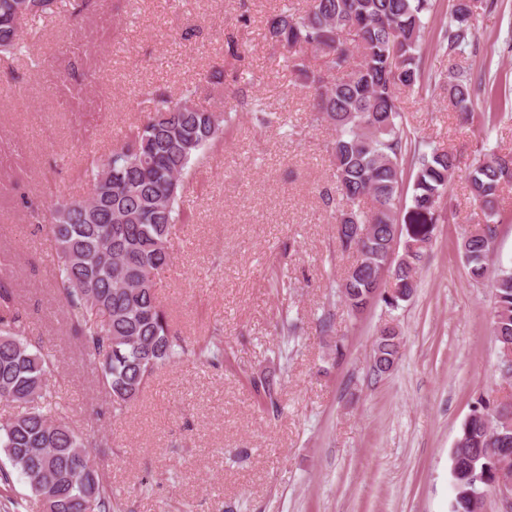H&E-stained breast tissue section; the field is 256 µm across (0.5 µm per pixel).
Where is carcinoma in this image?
<instances>
[{
    "label": "carcinoma",
    "instance_id": "1",
    "mask_svg": "<svg viewBox=\"0 0 512 512\" xmlns=\"http://www.w3.org/2000/svg\"><path fill=\"white\" fill-rule=\"evenodd\" d=\"M435 0H306L266 20V36L282 54L288 69L311 92L312 111L336 132L329 144L335 166L334 186L322 199L336 212L340 250L356 256L339 285L353 314L373 300L377 278L389 273L386 305L398 306L417 288V269L442 220L440 202L456 170L453 153L434 149L418 157L410 206L402 207L403 168L408 136L402 125L400 93L420 84L419 49L426 14ZM499 0H452L442 26L440 45L448 56L475 50L479 12L492 13ZM56 0H0V56H29L20 32L24 20L55 13ZM354 36L355 45L346 36ZM320 64H307L306 51ZM224 57L249 73L237 40L226 41ZM201 86L174 97L160 88L145 93L142 121L128 127L112 151L87 155L82 172L85 196L64 198L45 211L27 196L24 207L44 223L54 243L58 275L56 292L69 313L71 335L97 373L119 418L136 401L155 373L190 353L202 366L224 365V342L211 337L189 348L172 325L156 294L157 278L172 263L170 240L175 224L189 215L180 204L187 175L204 150L232 128L234 117L197 103ZM250 112L266 114L259 98L232 91ZM448 100L466 117L479 106L492 124L512 103V88L500 85L480 92L471 68L448 70ZM473 202L485 226L461 245L468 274L475 282L494 280L493 335L499 348L512 346V266L495 265L496 207L499 193L512 186V153L491 152L468 175ZM404 253L389 266L393 246ZM14 294L0 280V401L23 408L0 420V453L28 485L26 500L41 512H112L116 492L107 481L93 449L107 441L94 430L67 422L66 410L52 394L55 358L31 341L28 324L13 309ZM401 337L384 325L375 343L373 372L382 375L399 357ZM257 403L278 407V382L252 380ZM512 452V403L476 399L452 450L451 512H476L472 493L498 480L500 463Z\"/></svg>",
    "mask_w": 512,
    "mask_h": 512
}]
</instances>
